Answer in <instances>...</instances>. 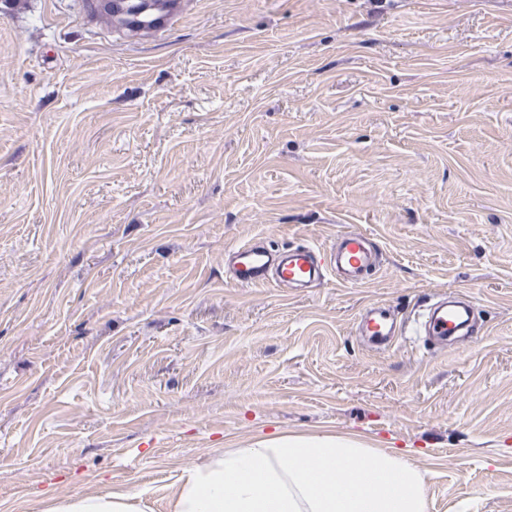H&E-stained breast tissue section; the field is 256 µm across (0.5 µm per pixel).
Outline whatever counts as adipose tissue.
Returning a JSON list of instances; mask_svg holds the SVG:
<instances>
[{
  "label": "adipose tissue",
  "mask_w": 512,
  "mask_h": 512,
  "mask_svg": "<svg viewBox=\"0 0 512 512\" xmlns=\"http://www.w3.org/2000/svg\"><path fill=\"white\" fill-rule=\"evenodd\" d=\"M142 494L75 495L50 512H149ZM171 512H427L425 480L403 454L340 435H287L228 448L189 468Z\"/></svg>",
  "instance_id": "ef3b65f1"
}]
</instances>
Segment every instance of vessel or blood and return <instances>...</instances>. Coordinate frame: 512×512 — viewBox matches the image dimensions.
<instances>
[{"instance_id": "obj_1", "label": "vessel or blood", "mask_w": 512, "mask_h": 512, "mask_svg": "<svg viewBox=\"0 0 512 512\" xmlns=\"http://www.w3.org/2000/svg\"><path fill=\"white\" fill-rule=\"evenodd\" d=\"M381 260L370 236L341 234L335 246L323 251L310 244L274 249L248 242L228 253L225 272L243 288H313L330 273L340 284L356 286L365 283ZM356 331L375 349L392 346L409 332L443 350L455 346L459 337L480 333L473 323L471 297L464 291L429 301L410 325L385 305H368L357 318Z\"/></svg>"}]
</instances>
